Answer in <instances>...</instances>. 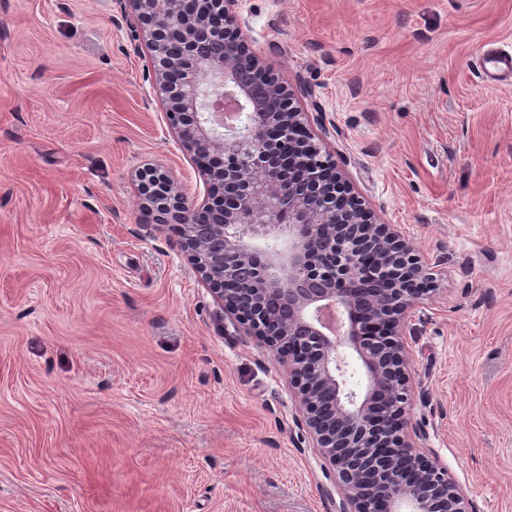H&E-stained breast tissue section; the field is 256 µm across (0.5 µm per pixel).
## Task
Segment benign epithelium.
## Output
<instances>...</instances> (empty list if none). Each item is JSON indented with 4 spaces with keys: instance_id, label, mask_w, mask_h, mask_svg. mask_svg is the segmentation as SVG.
<instances>
[{
    "instance_id": "obj_1",
    "label": "benign epithelium",
    "mask_w": 512,
    "mask_h": 512,
    "mask_svg": "<svg viewBox=\"0 0 512 512\" xmlns=\"http://www.w3.org/2000/svg\"><path fill=\"white\" fill-rule=\"evenodd\" d=\"M127 0L155 60L170 126L204 175L196 202L156 167L137 173L154 223L224 308L288 369L298 424L327 459L338 512H469L448 467L404 417L409 319L432 277L322 151L288 84L257 92L236 0ZM224 43V55L203 51ZM202 212L215 224H195Z\"/></svg>"
}]
</instances>
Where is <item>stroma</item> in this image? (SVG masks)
<instances>
[{
    "instance_id": "stroma-1",
    "label": "stroma",
    "mask_w": 512,
    "mask_h": 512,
    "mask_svg": "<svg viewBox=\"0 0 512 512\" xmlns=\"http://www.w3.org/2000/svg\"><path fill=\"white\" fill-rule=\"evenodd\" d=\"M250 46L435 290L409 324V426L512 512V0H237ZM126 0H0V512H337L288 373L172 226L173 133ZM482 67L490 82L512 79V53L487 50L482 57Z\"/></svg>"
}]
</instances>
